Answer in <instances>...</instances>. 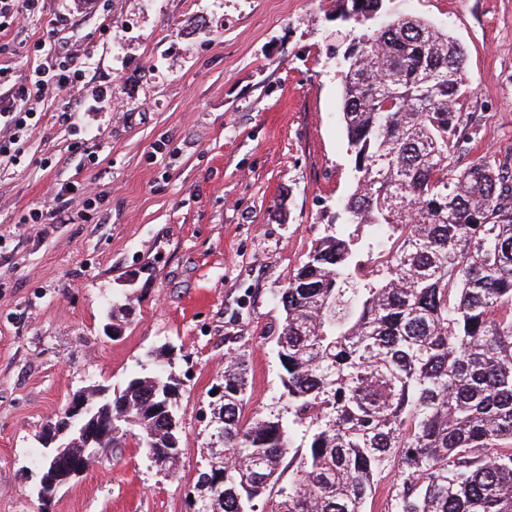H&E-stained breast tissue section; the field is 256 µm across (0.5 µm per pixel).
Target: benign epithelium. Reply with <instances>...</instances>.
Masks as SVG:
<instances>
[{"label": "benign epithelium", "mask_w": 512, "mask_h": 512, "mask_svg": "<svg viewBox=\"0 0 512 512\" xmlns=\"http://www.w3.org/2000/svg\"><path fill=\"white\" fill-rule=\"evenodd\" d=\"M92 397L83 391L73 395L68 411L54 424L43 443L41 461L38 464V492L51 498L55 491L86 471V461L100 455L98 444L106 435H112V421L102 423L90 416ZM79 437L85 444L82 459L72 458L69 448Z\"/></svg>", "instance_id": "benign-epithelium-1"}]
</instances>
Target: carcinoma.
I'll return each instance as SVG.
<instances>
[{"label":"carcinoma","instance_id":"carcinoma-1","mask_svg":"<svg viewBox=\"0 0 512 512\" xmlns=\"http://www.w3.org/2000/svg\"><path fill=\"white\" fill-rule=\"evenodd\" d=\"M353 31L340 58L355 186L275 300L287 408L242 420L243 354L213 387L215 427L196 512H365L395 472L394 512H512V161L451 165L465 52L386 0H339ZM371 236L360 234L363 227ZM121 434L175 468L177 383L152 367L107 394ZM305 427L295 445V427Z\"/></svg>","mask_w":512,"mask_h":512}]
</instances>
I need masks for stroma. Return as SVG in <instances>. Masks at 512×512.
I'll use <instances>...</instances> for the list:
<instances>
[{
  "label": "stroma",
  "mask_w": 512,
  "mask_h": 512,
  "mask_svg": "<svg viewBox=\"0 0 512 512\" xmlns=\"http://www.w3.org/2000/svg\"><path fill=\"white\" fill-rule=\"evenodd\" d=\"M393 5L466 51L458 133L472 143L456 166L511 155L512 0ZM335 13L336 0H39L0 39L14 87L38 40L92 55L66 95L30 101L23 152L0 164V512H189L232 350L248 359L244 418L284 410L274 296L353 181ZM52 189L61 210L24 223ZM151 357L179 382L175 471L130 442L40 499L48 424Z\"/></svg>",
  "instance_id": "stroma-1"
}]
</instances>
